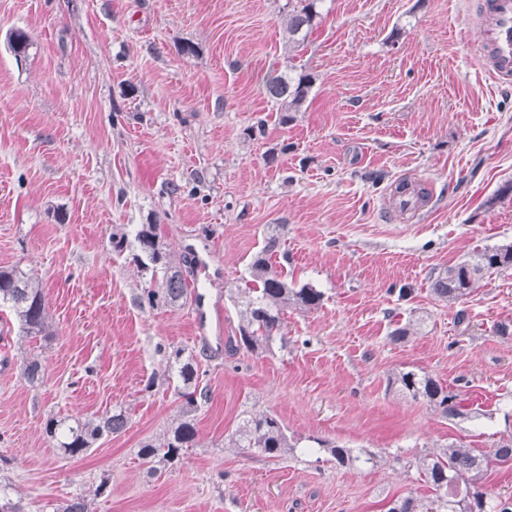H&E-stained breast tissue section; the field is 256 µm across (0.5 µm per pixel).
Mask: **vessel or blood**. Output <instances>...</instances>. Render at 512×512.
<instances>
[{
  "label": "vessel or blood",
  "instance_id": "b4317fda",
  "mask_svg": "<svg viewBox=\"0 0 512 512\" xmlns=\"http://www.w3.org/2000/svg\"><path fill=\"white\" fill-rule=\"evenodd\" d=\"M480 11L490 18L476 32L480 64L496 83L511 84L512 0H481Z\"/></svg>",
  "mask_w": 512,
  "mask_h": 512
}]
</instances>
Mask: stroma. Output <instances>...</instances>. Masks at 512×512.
Here are the masks:
<instances>
[{
	"label": "stroma",
	"mask_w": 512,
	"mask_h": 512,
	"mask_svg": "<svg viewBox=\"0 0 512 512\" xmlns=\"http://www.w3.org/2000/svg\"><path fill=\"white\" fill-rule=\"evenodd\" d=\"M476 3L323 0L297 56L311 95L283 126L264 83L288 65V0H0V267L39 278L54 329L22 339L0 306V476L28 512L104 478L94 512H387L428 496L415 456L512 434V331L497 330L512 328V272L455 304L430 290L473 250L512 241V88L477 63ZM414 178L430 202L412 216L391 197ZM141 224L191 259L184 305L150 306L132 249L113 250ZM278 224L289 274L324 298L251 351L238 342L248 265ZM177 347L209 399L196 447L151 476L137 451L181 404L160 379ZM29 352L45 367L34 388ZM401 369L459 394L467 417L390 391ZM116 408L126 429L87 456L45 435L50 416ZM255 411L279 417L294 456L225 447ZM325 441L376 463L339 467Z\"/></svg>",
	"instance_id": "stroma-1"
}]
</instances>
